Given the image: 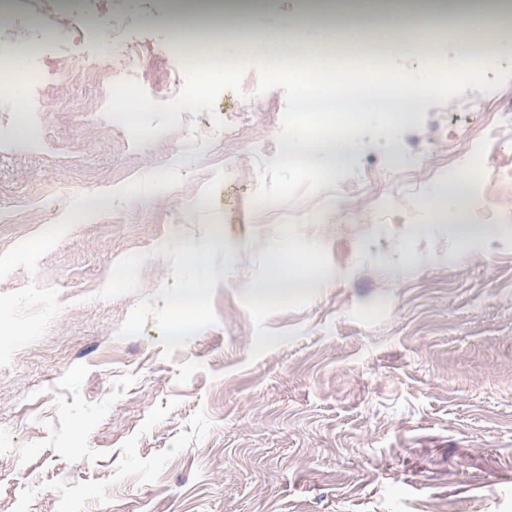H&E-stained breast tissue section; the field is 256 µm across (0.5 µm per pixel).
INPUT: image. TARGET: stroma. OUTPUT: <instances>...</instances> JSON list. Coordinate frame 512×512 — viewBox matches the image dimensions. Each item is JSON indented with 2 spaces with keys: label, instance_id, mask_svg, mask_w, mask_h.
I'll list each match as a JSON object with an SVG mask.
<instances>
[{
  "label": "stroma",
  "instance_id": "stroma-1",
  "mask_svg": "<svg viewBox=\"0 0 512 512\" xmlns=\"http://www.w3.org/2000/svg\"><path fill=\"white\" fill-rule=\"evenodd\" d=\"M272 2L292 42L347 54L394 36L308 27L297 0ZM33 8L61 30L17 48L66 78L40 125L0 143V512H512V79L412 107L394 133L360 134L313 196L258 206L285 105L257 92L269 40L215 103L246 106L248 128L185 111L198 146L177 129L131 144L86 70L101 20L123 21L135 80L162 103L218 45L206 14L183 31L171 0H31L0 26ZM46 135L58 151L31 149ZM471 157L485 168L465 219L497 227L473 249L427 210ZM93 196L110 207L85 213ZM278 255L329 277L260 299ZM198 282L200 323L173 340Z\"/></svg>",
  "mask_w": 512,
  "mask_h": 512
}]
</instances>
